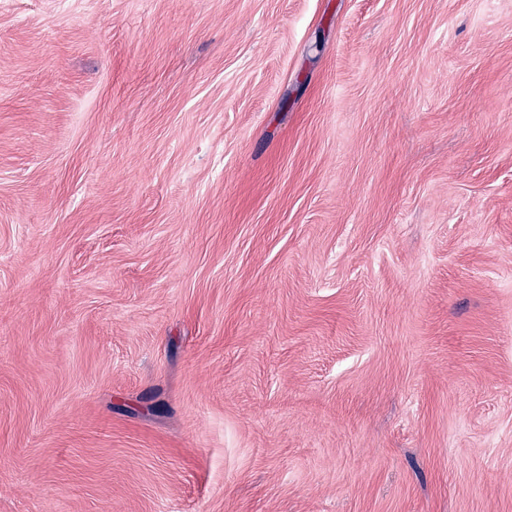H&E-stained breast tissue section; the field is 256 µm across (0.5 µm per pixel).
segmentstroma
<instances>
[{"label": "stroma", "instance_id": "obj_1", "mask_svg": "<svg viewBox=\"0 0 512 512\" xmlns=\"http://www.w3.org/2000/svg\"><path fill=\"white\" fill-rule=\"evenodd\" d=\"M0 512H512V0H0Z\"/></svg>", "mask_w": 512, "mask_h": 512}]
</instances>
